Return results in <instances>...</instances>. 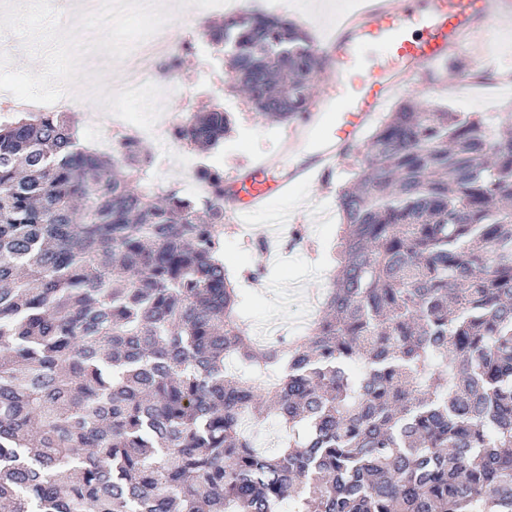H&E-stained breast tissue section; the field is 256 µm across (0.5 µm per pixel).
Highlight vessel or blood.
<instances>
[{
  "label": "vessel or blood",
  "mask_w": 512,
  "mask_h": 512,
  "mask_svg": "<svg viewBox=\"0 0 512 512\" xmlns=\"http://www.w3.org/2000/svg\"><path fill=\"white\" fill-rule=\"evenodd\" d=\"M507 17L512 18V0H354L313 43L326 61L316 83L345 86V94L338 99L316 95L311 107L291 120L283 158L260 161L225 181L227 212L262 209L294 186L334 173L395 94L406 89L432 94L448 78L469 85L495 71L496 60L478 50V36ZM372 46L379 54H369ZM327 114L334 132L304 149Z\"/></svg>",
  "instance_id": "b4317fda"
}]
</instances>
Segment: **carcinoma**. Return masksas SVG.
<instances>
[{
  "instance_id": "cac0c4a2",
  "label": "carcinoma",
  "mask_w": 512,
  "mask_h": 512,
  "mask_svg": "<svg viewBox=\"0 0 512 512\" xmlns=\"http://www.w3.org/2000/svg\"><path fill=\"white\" fill-rule=\"evenodd\" d=\"M208 28L268 121L307 109L305 30L247 9ZM77 123L0 121V512H512V131L389 113L339 191L319 318L285 346L241 320L224 207L156 195L146 151ZM228 124L190 113L181 141Z\"/></svg>"
}]
</instances>
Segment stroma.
Wrapping results in <instances>:
<instances>
[{
    "mask_svg": "<svg viewBox=\"0 0 512 512\" xmlns=\"http://www.w3.org/2000/svg\"><path fill=\"white\" fill-rule=\"evenodd\" d=\"M176 80L181 94L164 102L173 115L215 107L228 113L231 124L223 143L207 153L224 175L279 153L283 124H268L232 87L223 51L213 46L185 57ZM433 100L455 112L482 113L497 125L512 114V82L498 84L496 93L486 97L451 86ZM362 157V150H355L342 158L327 181L300 187L248 216H225V267L232 272L258 265L267 269L263 280L243 285V314L251 328L273 326L286 337L304 335L308 303L321 301L334 268L331 255L340 224L336 197L359 171ZM272 225L279 226L282 244L270 258L258 245Z\"/></svg>",
    "mask_w": 512,
    "mask_h": 512,
    "instance_id": "1",
    "label": "stroma"
}]
</instances>
